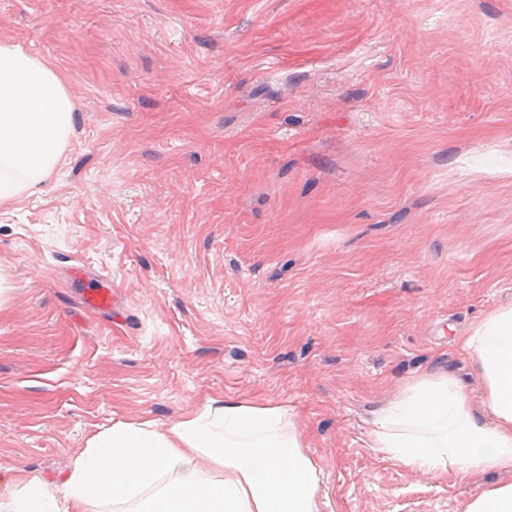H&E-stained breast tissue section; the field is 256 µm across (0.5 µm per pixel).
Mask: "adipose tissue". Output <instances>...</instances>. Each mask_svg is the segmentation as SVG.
<instances>
[{"instance_id":"1","label":"adipose tissue","mask_w":512,"mask_h":512,"mask_svg":"<svg viewBox=\"0 0 512 512\" xmlns=\"http://www.w3.org/2000/svg\"><path fill=\"white\" fill-rule=\"evenodd\" d=\"M73 103L43 60L0 43V204L34 194L67 144ZM484 384L476 413L458 382L437 372L383 409L370 446L434 477L512 472V306L491 311L463 340ZM205 457L224 477L205 478ZM323 474L303 445L298 415L271 400L210 398L158 429L118 422L74 462L60 489L29 481L0 512H86L91 502L132 512H320Z\"/></svg>"}]
</instances>
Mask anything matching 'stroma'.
<instances>
[{
    "mask_svg": "<svg viewBox=\"0 0 512 512\" xmlns=\"http://www.w3.org/2000/svg\"><path fill=\"white\" fill-rule=\"evenodd\" d=\"M73 129L0 206V498L119 421L283 402L321 512H463L505 474L367 448L512 303V0H0ZM109 274L112 310L83 293Z\"/></svg>",
    "mask_w": 512,
    "mask_h": 512,
    "instance_id": "obj_1",
    "label": "stroma"
}]
</instances>
